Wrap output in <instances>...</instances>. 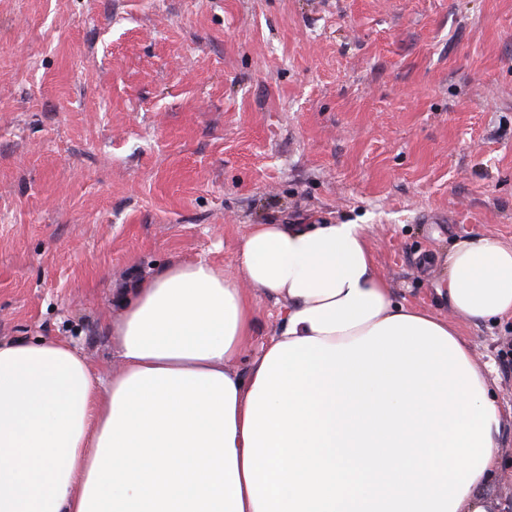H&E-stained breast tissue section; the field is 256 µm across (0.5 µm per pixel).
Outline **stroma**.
I'll return each instance as SVG.
<instances>
[{
    "label": "stroma",
    "instance_id": "1",
    "mask_svg": "<svg viewBox=\"0 0 512 512\" xmlns=\"http://www.w3.org/2000/svg\"><path fill=\"white\" fill-rule=\"evenodd\" d=\"M365 225L396 298L450 317L445 259L512 242V0H0V340L118 367L116 289L254 224ZM247 375L281 307L257 300ZM502 408L512 323L456 320Z\"/></svg>",
    "mask_w": 512,
    "mask_h": 512
}]
</instances>
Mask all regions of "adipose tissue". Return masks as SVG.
<instances>
[{"label": "adipose tissue", "mask_w": 512, "mask_h": 512, "mask_svg": "<svg viewBox=\"0 0 512 512\" xmlns=\"http://www.w3.org/2000/svg\"><path fill=\"white\" fill-rule=\"evenodd\" d=\"M238 261L120 290L108 379L0 342V512H491L501 407L456 326L394 300L365 225L255 224ZM447 264L456 315L512 319V243ZM259 297L282 325L242 378Z\"/></svg>", "instance_id": "1"}]
</instances>
